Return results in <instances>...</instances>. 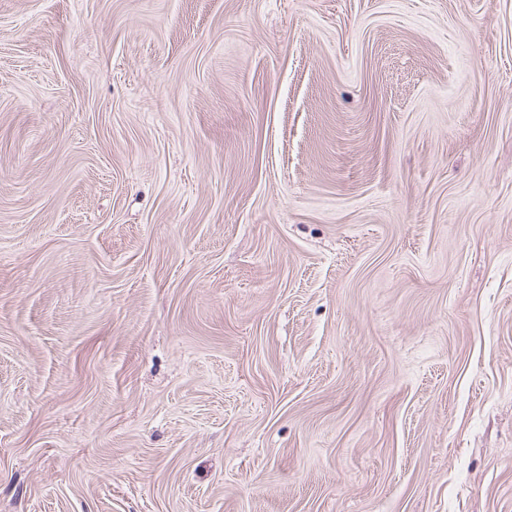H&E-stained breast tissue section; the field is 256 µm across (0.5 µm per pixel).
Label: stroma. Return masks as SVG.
Returning a JSON list of instances; mask_svg holds the SVG:
<instances>
[{"label": "stroma", "instance_id": "stroma-1", "mask_svg": "<svg viewBox=\"0 0 512 512\" xmlns=\"http://www.w3.org/2000/svg\"><path fill=\"white\" fill-rule=\"evenodd\" d=\"M0 512H512V0H0Z\"/></svg>", "mask_w": 512, "mask_h": 512}]
</instances>
